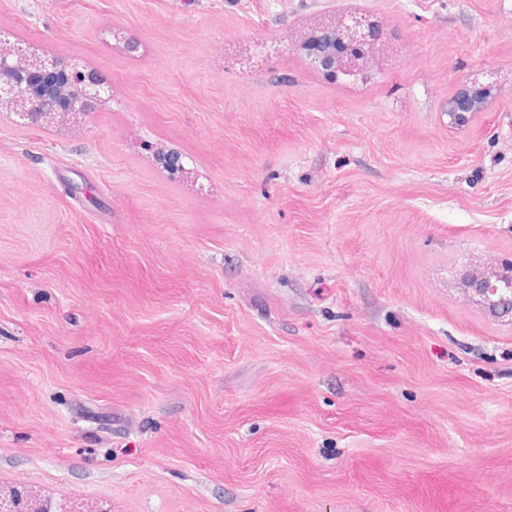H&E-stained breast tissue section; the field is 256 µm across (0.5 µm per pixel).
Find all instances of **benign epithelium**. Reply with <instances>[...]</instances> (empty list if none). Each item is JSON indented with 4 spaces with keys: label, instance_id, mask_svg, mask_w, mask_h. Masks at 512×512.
I'll use <instances>...</instances> for the list:
<instances>
[{
    "label": "benign epithelium",
    "instance_id": "benign-epithelium-1",
    "mask_svg": "<svg viewBox=\"0 0 512 512\" xmlns=\"http://www.w3.org/2000/svg\"><path fill=\"white\" fill-rule=\"evenodd\" d=\"M386 33L364 13L329 17L299 50L310 64L330 78H366L361 59L353 50L366 46L370 49L384 43ZM54 53L29 54L12 47L0 49V105L6 104L19 112L29 105L38 107L32 124L51 125L59 118L83 115L96 111L109 96L111 87L88 78L77 82L79 69L70 62L60 64ZM489 85L478 84L465 89L448 102V118L452 125H465L480 108L482 93ZM512 277V264L506 265L492 277H468L463 287L488 302L489 309L501 318L512 321V290L499 291L497 282ZM0 512H54L48 501H41L27 487H13L0 491Z\"/></svg>",
    "mask_w": 512,
    "mask_h": 512
}]
</instances>
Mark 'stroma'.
Returning a JSON list of instances; mask_svg holds the SVG:
<instances>
[{
    "mask_svg": "<svg viewBox=\"0 0 512 512\" xmlns=\"http://www.w3.org/2000/svg\"><path fill=\"white\" fill-rule=\"evenodd\" d=\"M353 12L392 39L333 82L294 45ZM0 41L112 88L0 111V486L512 512V322L457 285L512 259V0H0ZM474 88L465 89L448 102V118L452 125H465L471 116L480 108L482 93L487 91L489 84L474 82ZM476 85L478 87L476 88Z\"/></svg>",
    "mask_w": 512,
    "mask_h": 512,
    "instance_id": "1",
    "label": "stroma"
}]
</instances>
